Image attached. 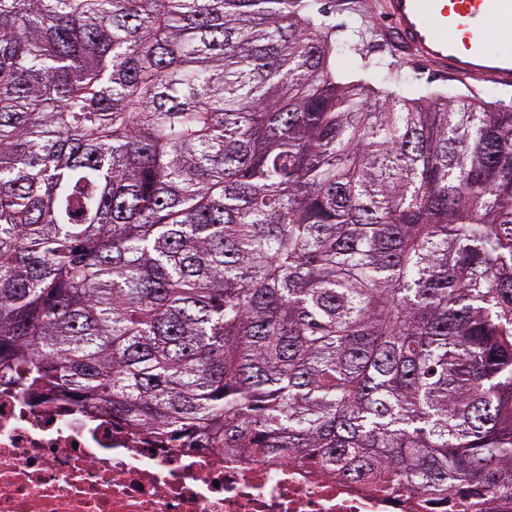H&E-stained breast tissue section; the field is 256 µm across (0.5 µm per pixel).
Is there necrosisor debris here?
<instances>
[{"label": "necrosis or debris", "mask_w": 512, "mask_h": 512, "mask_svg": "<svg viewBox=\"0 0 512 512\" xmlns=\"http://www.w3.org/2000/svg\"><path fill=\"white\" fill-rule=\"evenodd\" d=\"M0 512H512V494L428 500L312 460L155 448L109 414L0 373Z\"/></svg>", "instance_id": "obj_1"}]
</instances>
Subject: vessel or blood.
Returning <instances> with one entry per match:
<instances>
[{
    "instance_id": "obj_1",
    "label": "vessel or blood",
    "mask_w": 512,
    "mask_h": 512,
    "mask_svg": "<svg viewBox=\"0 0 512 512\" xmlns=\"http://www.w3.org/2000/svg\"><path fill=\"white\" fill-rule=\"evenodd\" d=\"M383 18L403 63L512 88V51L490 52L484 40L490 30L512 38V0H384Z\"/></svg>"
}]
</instances>
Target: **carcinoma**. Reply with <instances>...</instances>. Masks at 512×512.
<instances>
[{
	"label": "carcinoma",
	"mask_w": 512,
	"mask_h": 512,
	"mask_svg": "<svg viewBox=\"0 0 512 512\" xmlns=\"http://www.w3.org/2000/svg\"><path fill=\"white\" fill-rule=\"evenodd\" d=\"M349 24L0 0V370L172 448L512 494V109Z\"/></svg>",
	"instance_id": "obj_1"
}]
</instances>
